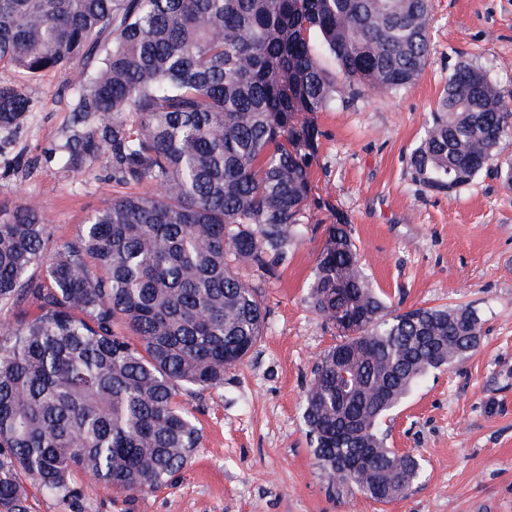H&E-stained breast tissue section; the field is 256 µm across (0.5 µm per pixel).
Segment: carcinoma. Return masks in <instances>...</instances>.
Wrapping results in <instances>:
<instances>
[{
	"label": "carcinoma",
	"mask_w": 512,
	"mask_h": 512,
	"mask_svg": "<svg viewBox=\"0 0 512 512\" xmlns=\"http://www.w3.org/2000/svg\"><path fill=\"white\" fill-rule=\"evenodd\" d=\"M429 17V0H0V63L27 81L73 74L46 160L112 182L72 239L34 202L0 208V305L38 309L0 324V512H28L30 486L81 512L76 474L149 492L190 462L202 435L177 397L224 386L266 326L239 269L273 276L307 230L317 132L296 115L337 93L318 48L353 92L400 91L428 60ZM33 109L0 82V130ZM511 133L512 96L461 62L410 163L459 189ZM309 301L342 331L304 396L314 456L332 488L390 503L420 463L382 421L478 346L481 320L389 311L346 224L329 226Z\"/></svg>",
	"instance_id": "carcinoma-1"
}]
</instances>
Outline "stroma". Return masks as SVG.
I'll use <instances>...</instances> for the list:
<instances>
[{"label":"stroma","instance_id":"stroma-1","mask_svg":"<svg viewBox=\"0 0 512 512\" xmlns=\"http://www.w3.org/2000/svg\"><path fill=\"white\" fill-rule=\"evenodd\" d=\"M429 34L414 85L380 96L345 88L328 109L300 113L317 131L310 230L263 284L269 315L257 346L223 387L182 395L202 430L196 456L152 492L79 478L82 512H512V185L485 170L448 194L410 165L458 63L512 91V0H431ZM69 80L27 84L34 111L0 131V206L39 202L61 239L112 195L101 167L75 173L45 160L67 130ZM331 224L349 225L393 308L470 305L483 322L478 348L423 376L386 420L388 445L423 466L411 491L386 505L330 493L303 419L313 365L339 339L306 302Z\"/></svg>","mask_w":512,"mask_h":512}]
</instances>
